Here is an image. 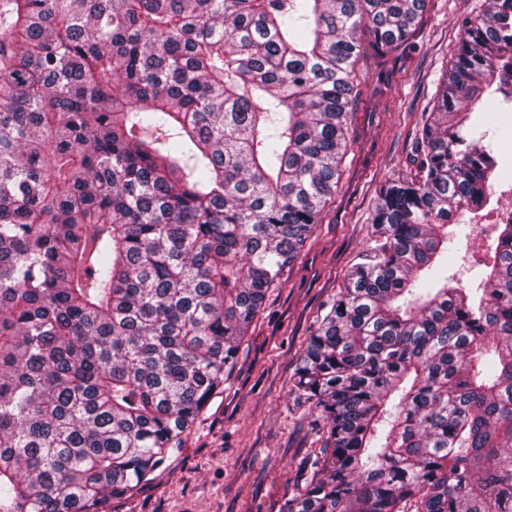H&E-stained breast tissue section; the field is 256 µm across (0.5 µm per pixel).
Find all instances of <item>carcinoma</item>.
Instances as JSON below:
<instances>
[{
	"label": "carcinoma",
	"instance_id": "obj_1",
	"mask_svg": "<svg viewBox=\"0 0 512 512\" xmlns=\"http://www.w3.org/2000/svg\"><path fill=\"white\" fill-rule=\"evenodd\" d=\"M427 0H0V512H110L224 387L347 150L364 44ZM512 0L464 24L373 232L293 374L324 446L287 512H512V224L490 200ZM470 215L462 218L461 228L452 243H448V275L464 284L477 278L478 272L493 255L495 233L489 239L481 233L480 224H469Z\"/></svg>",
	"mask_w": 512,
	"mask_h": 512
}]
</instances>
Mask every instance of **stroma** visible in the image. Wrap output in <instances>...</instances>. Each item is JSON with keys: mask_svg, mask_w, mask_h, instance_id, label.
Listing matches in <instances>:
<instances>
[{"mask_svg": "<svg viewBox=\"0 0 512 512\" xmlns=\"http://www.w3.org/2000/svg\"><path fill=\"white\" fill-rule=\"evenodd\" d=\"M485 5L427 0L402 47L383 55L370 48L360 58L347 152L319 223L180 451L133 494L113 500L112 512H282L301 482V463L321 446L315 414L297 409L289 393L299 356L322 304L371 238L380 188L414 177V145L450 66L459 22ZM449 248V274L469 283L494 242L465 221Z\"/></svg>", "mask_w": 512, "mask_h": 512, "instance_id": "obj_1", "label": "stroma"}]
</instances>
